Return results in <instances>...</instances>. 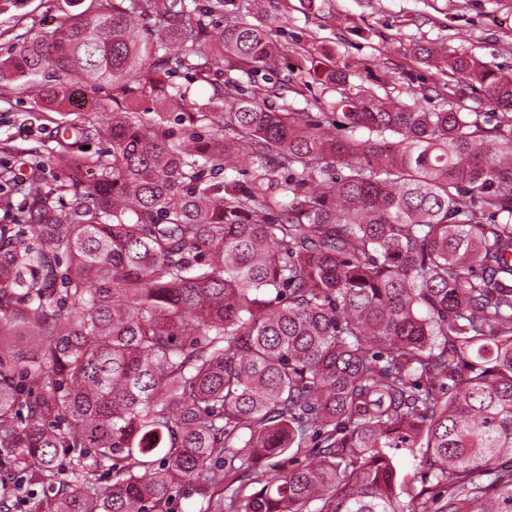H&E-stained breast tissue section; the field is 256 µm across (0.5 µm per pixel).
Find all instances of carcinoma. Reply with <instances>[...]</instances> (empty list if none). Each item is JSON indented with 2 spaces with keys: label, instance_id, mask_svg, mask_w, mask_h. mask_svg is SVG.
<instances>
[{
  "label": "carcinoma",
  "instance_id": "1",
  "mask_svg": "<svg viewBox=\"0 0 512 512\" xmlns=\"http://www.w3.org/2000/svg\"><path fill=\"white\" fill-rule=\"evenodd\" d=\"M251 2L71 0L0 58V89L88 93L47 147L64 178L24 150L23 208L0 192V505L19 469L52 490L31 512H170L229 478L259 489L205 512H512V70L411 48L483 87L490 121L447 80L431 110L302 53L327 111L271 109L237 76L282 68L272 30L207 22ZM215 68L206 103L170 80ZM205 504V499L196 493L194 487L186 486L175 493L170 507L175 512H200Z\"/></svg>",
  "mask_w": 512,
  "mask_h": 512
}]
</instances>
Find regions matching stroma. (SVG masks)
<instances>
[{
  "instance_id": "stroma-1",
  "label": "stroma",
  "mask_w": 512,
  "mask_h": 512,
  "mask_svg": "<svg viewBox=\"0 0 512 512\" xmlns=\"http://www.w3.org/2000/svg\"><path fill=\"white\" fill-rule=\"evenodd\" d=\"M63 0H0V57L19 47L23 33L49 31ZM248 21L272 28L288 64L298 51L333 50L357 66L367 83L391 92L428 93L435 68L417 62L415 42L440 40L449 48L512 68V0H254ZM57 125L38 105L28 79L0 96V169L20 184L23 167L14 148L45 149Z\"/></svg>"
}]
</instances>
